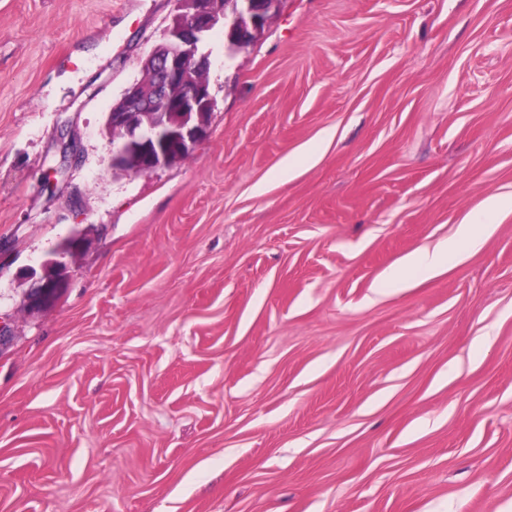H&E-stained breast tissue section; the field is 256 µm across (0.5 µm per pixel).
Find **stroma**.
<instances>
[{"instance_id":"stroma-1","label":"stroma","mask_w":512,"mask_h":512,"mask_svg":"<svg viewBox=\"0 0 512 512\" xmlns=\"http://www.w3.org/2000/svg\"><path fill=\"white\" fill-rule=\"evenodd\" d=\"M173 5L0 0V512H512V0L216 28L206 137L114 173ZM456 247L455 241L445 243L440 249L429 253L428 251H420L406 260L409 266L417 267L422 273L432 275L440 266L445 253H452ZM43 266L45 267L44 275L40 279H35L24 296V304L32 312L49 306L53 296L66 288L69 278L68 267L62 261H47Z\"/></svg>"}]
</instances>
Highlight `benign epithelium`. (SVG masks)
Listing matches in <instances>:
<instances>
[{"instance_id": "obj_1", "label": "benign epithelium", "mask_w": 512, "mask_h": 512, "mask_svg": "<svg viewBox=\"0 0 512 512\" xmlns=\"http://www.w3.org/2000/svg\"><path fill=\"white\" fill-rule=\"evenodd\" d=\"M283 0H175L176 13L165 32V42L143 61L153 80L139 81L126 90L121 103L108 115L112 135V163L137 153V168L154 171L178 162L174 148L191 151L206 136V109L212 103L209 88L197 73L211 66V54L202 49L211 31L227 21L228 52L243 49L266 29ZM45 273L24 296L32 312L50 305L66 288L69 270L59 260L44 263Z\"/></svg>"}]
</instances>
